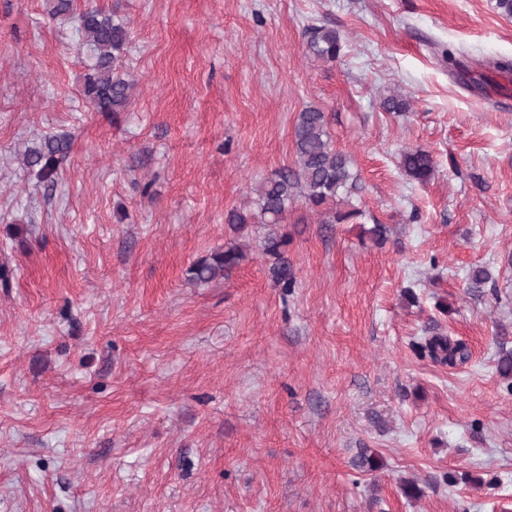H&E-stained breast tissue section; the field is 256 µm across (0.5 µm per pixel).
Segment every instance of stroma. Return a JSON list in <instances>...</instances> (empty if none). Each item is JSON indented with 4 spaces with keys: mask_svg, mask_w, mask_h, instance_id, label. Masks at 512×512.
<instances>
[{
    "mask_svg": "<svg viewBox=\"0 0 512 512\" xmlns=\"http://www.w3.org/2000/svg\"><path fill=\"white\" fill-rule=\"evenodd\" d=\"M129 22L123 112L79 16ZM0 0V512H512V19L496 0ZM336 29V62L304 31ZM408 111L387 112L388 90ZM329 112L359 218L227 277V213ZM67 136L53 191L23 163ZM434 157L430 182L399 155ZM387 225L384 243L371 234ZM490 275L469 294L473 269ZM467 343L449 367L418 343ZM382 467H358L361 453ZM410 480L421 489L409 499ZM246 257L242 248L237 244L224 246V250L212 252L194 263L188 270V281L194 285H205L217 279L224 278L225 272L237 267Z\"/></svg>",
    "mask_w": 512,
    "mask_h": 512,
    "instance_id": "stroma-1",
    "label": "stroma"
}]
</instances>
